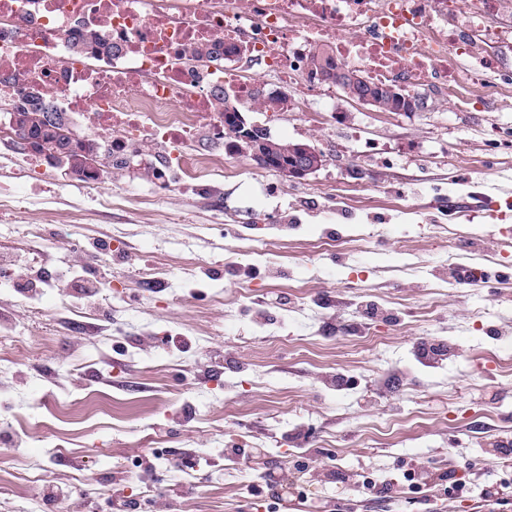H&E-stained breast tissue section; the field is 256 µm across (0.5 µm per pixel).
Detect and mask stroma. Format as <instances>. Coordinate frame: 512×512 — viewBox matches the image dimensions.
Here are the masks:
<instances>
[{"mask_svg":"<svg viewBox=\"0 0 512 512\" xmlns=\"http://www.w3.org/2000/svg\"><path fill=\"white\" fill-rule=\"evenodd\" d=\"M497 57L449 55L485 91L425 79L421 112L238 99L324 152L302 180L238 153L164 192L159 145L84 181L0 143V189L28 175L0 260L51 284L0 288V443L66 412L0 459V512H141L163 456L192 466L158 473L154 512H512V46ZM251 245L264 259L235 267ZM473 263L479 283L448 285ZM282 474L287 504L248 493Z\"/></svg>","mask_w":512,"mask_h":512,"instance_id":"obj_1","label":"stroma"}]
</instances>
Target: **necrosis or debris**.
I'll list each match as a JSON object with an SVG mask.
<instances>
[{
	"instance_id": "4bbe7bcc",
	"label": "necrosis or debris",
	"mask_w": 512,
	"mask_h": 512,
	"mask_svg": "<svg viewBox=\"0 0 512 512\" xmlns=\"http://www.w3.org/2000/svg\"><path fill=\"white\" fill-rule=\"evenodd\" d=\"M511 13L512 0H0V70L16 77L0 94L40 88L109 130L117 152L164 145L189 182L197 129L224 126L214 89L248 98L259 72L274 71L297 92L308 49L324 44L372 80L416 82L435 70L445 89L471 97L480 78L450 69L448 55L494 68L492 50L512 41V26L487 20ZM90 26L99 43L74 55ZM200 42L210 57L185 54Z\"/></svg>"
}]
</instances>
